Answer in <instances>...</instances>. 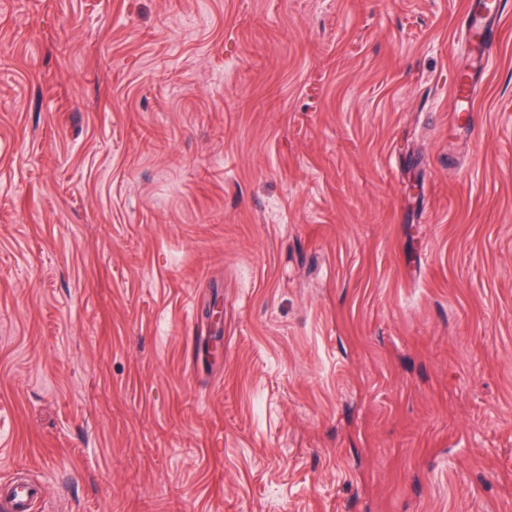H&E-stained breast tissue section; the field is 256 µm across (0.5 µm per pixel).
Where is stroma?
I'll return each mask as SVG.
<instances>
[{
    "mask_svg": "<svg viewBox=\"0 0 512 512\" xmlns=\"http://www.w3.org/2000/svg\"><path fill=\"white\" fill-rule=\"evenodd\" d=\"M465 2L0 0V486L512 512V0L468 130ZM477 84L468 74L459 75L454 83L453 112L451 126L464 121L465 126L472 127L475 121L474 102Z\"/></svg>",
    "mask_w": 512,
    "mask_h": 512,
    "instance_id": "stroma-1",
    "label": "stroma"
}]
</instances>
